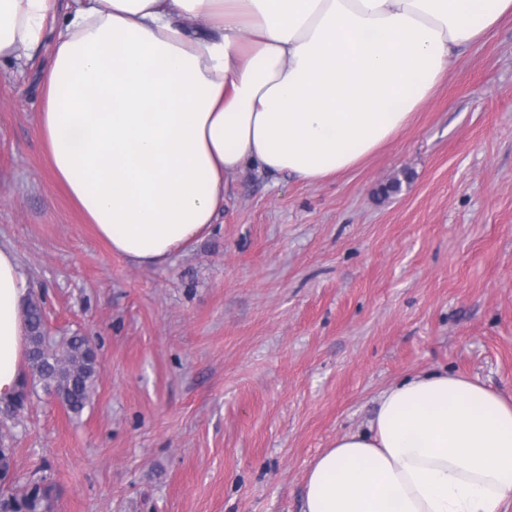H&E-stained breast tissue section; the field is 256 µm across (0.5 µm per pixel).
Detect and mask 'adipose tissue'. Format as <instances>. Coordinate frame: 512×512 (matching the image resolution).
I'll return each instance as SVG.
<instances>
[{
	"instance_id": "ef3b65f1",
	"label": "adipose tissue",
	"mask_w": 512,
	"mask_h": 512,
	"mask_svg": "<svg viewBox=\"0 0 512 512\" xmlns=\"http://www.w3.org/2000/svg\"><path fill=\"white\" fill-rule=\"evenodd\" d=\"M512 0H0V64L56 33L38 132L113 252L162 266L209 233L246 168L314 185L410 123ZM204 20L208 33L187 24ZM32 289L0 245V402L22 380ZM302 512H512V400L405 377L323 450Z\"/></svg>"
}]
</instances>
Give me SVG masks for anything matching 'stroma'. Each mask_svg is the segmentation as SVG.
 <instances>
[{
  "mask_svg": "<svg viewBox=\"0 0 512 512\" xmlns=\"http://www.w3.org/2000/svg\"><path fill=\"white\" fill-rule=\"evenodd\" d=\"M53 40L0 66V243L55 341L92 337L80 414L0 403V492L51 512H300L306 473L404 376L512 399V16L462 48L358 168L306 185L245 170L210 235L159 267L112 253L37 134ZM49 495L45 489L35 485L26 489L20 496L12 497L0 503L1 512H39L49 509Z\"/></svg>",
  "mask_w": 512,
  "mask_h": 512,
  "instance_id": "obj_1",
  "label": "stroma"
}]
</instances>
